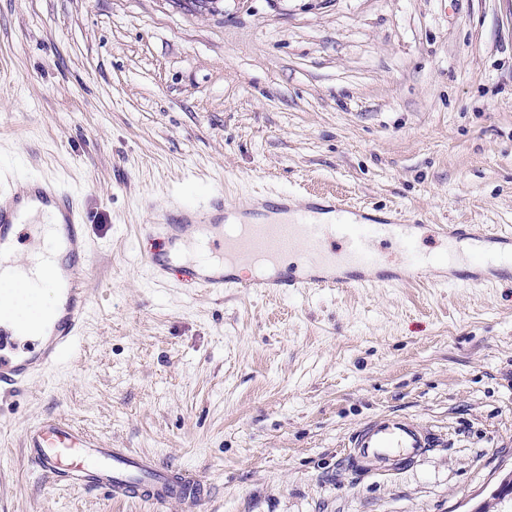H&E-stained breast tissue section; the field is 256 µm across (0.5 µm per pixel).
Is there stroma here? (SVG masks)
<instances>
[{
    "label": "stroma",
    "instance_id": "stroma-1",
    "mask_svg": "<svg viewBox=\"0 0 512 512\" xmlns=\"http://www.w3.org/2000/svg\"><path fill=\"white\" fill-rule=\"evenodd\" d=\"M80 196L90 307L72 355L0 404V512H187L52 486L55 417L199 473L200 512H469L512 470V283L223 296L157 280L138 228L212 189L332 193L512 230V0H0V186ZM402 415L442 436L369 473ZM437 435L409 417L388 415L360 425L349 437V458L355 463L389 469L395 458H416L438 448Z\"/></svg>",
    "mask_w": 512,
    "mask_h": 512
}]
</instances>
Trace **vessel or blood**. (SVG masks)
Wrapping results in <instances>:
<instances>
[{
	"instance_id": "1",
	"label": "vessel or blood",
	"mask_w": 512,
	"mask_h": 512,
	"mask_svg": "<svg viewBox=\"0 0 512 512\" xmlns=\"http://www.w3.org/2000/svg\"><path fill=\"white\" fill-rule=\"evenodd\" d=\"M34 210L54 218L44 277L32 291L37 315L28 321L42 328L45 338L24 341L0 329V398L17 396L34 375L58 365L79 341L88 312L90 246L86 214L75 194L42 177L0 189V254L14 250L13 232ZM323 211L333 213L330 223L318 222ZM419 225L414 213L374 219L360 208L320 197L293 207L280 194L243 207L213 192L202 202L166 210L160 222L142 225L139 238L147 243L142 259L155 277L174 273L187 287L208 291L232 288L243 294L291 295L308 289L413 284L437 266L453 271L455 286L479 285L493 274L512 279L511 232L448 224L443 228L445 250L431 254L420 248ZM190 242L201 246L204 257L187 265L180 249ZM385 244L403 255L401 264H389L381 251ZM244 256L262 264L285 257L298 273L243 279L234 269ZM51 289L63 295L62 305L52 310L41 305L43 294ZM24 444L33 469L83 493L100 492L115 500L143 497L158 504L177 499L189 512L205 498L204 482L196 473L124 448L96 446L85 432L56 419L30 427ZM437 445L432 430L400 415L364 423L348 440L353 462L383 470L395 458L420 457Z\"/></svg>"
}]
</instances>
